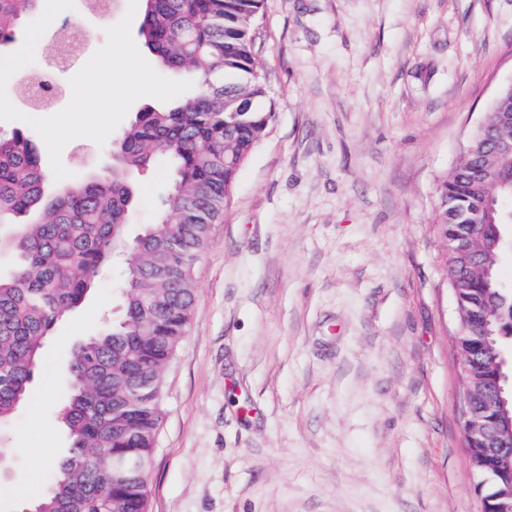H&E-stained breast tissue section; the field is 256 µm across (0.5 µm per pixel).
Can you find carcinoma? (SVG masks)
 Instances as JSON below:
<instances>
[{
	"label": "carcinoma",
	"instance_id": "cac0c4a2",
	"mask_svg": "<svg viewBox=\"0 0 512 512\" xmlns=\"http://www.w3.org/2000/svg\"><path fill=\"white\" fill-rule=\"evenodd\" d=\"M138 37L165 72L192 76L195 93L169 108L136 113L117 147L116 168L102 176L53 181L24 133L0 135V228L14 256L0 275V422L27 397L45 338L79 308L98 277L130 253L122 285V315L79 342L67 360L70 397L60 411L69 439L35 512H149L148 477L164 411L163 374L187 329L195 263L230 201L236 176L273 118L254 52L262 0H144ZM39 0H0V45L14 40L17 20ZM495 140H512V91L502 88L485 122L438 184V225L448 277L456 289L458 348L490 330L496 344L475 351L464 378L477 390L498 377V351L512 342V291L499 286L505 246L501 210L486 197L512 195V159ZM173 169L157 222L131 240L136 186L130 175L160 160ZM466 238L471 259L452 246ZM471 410L485 420L495 410L480 394ZM481 498L495 504L511 479L484 465L495 448L470 443ZM140 468L120 475L114 464Z\"/></svg>",
	"mask_w": 512,
	"mask_h": 512
}]
</instances>
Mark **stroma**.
<instances>
[{
  "instance_id": "obj_1",
  "label": "stroma",
  "mask_w": 512,
  "mask_h": 512,
  "mask_svg": "<svg viewBox=\"0 0 512 512\" xmlns=\"http://www.w3.org/2000/svg\"><path fill=\"white\" fill-rule=\"evenodd\" d=\"M111 19L58 15L86 55ZM255 52L274 117L195 271L164 373L149 512H480L465 448L457 313L431 219L498 89L512 83V0H263ZM38 41L55 110L81 60ZM120 131L62 162L112 167ZM167 168L139 179L128 235L154 223ZM104 273L48 336L26 400L0 424V512H22L68 446L73 345L118 312Z\"/></svg>"
}]
</instances>
